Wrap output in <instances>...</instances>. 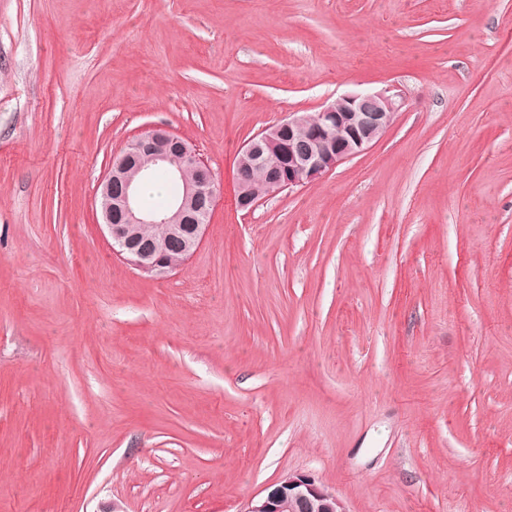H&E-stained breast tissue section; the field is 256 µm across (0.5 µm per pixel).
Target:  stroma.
Instances as JSON below:
<instances>
[{
  "mask_svg": "<svg viewBox=\"0 0 512 512\" xmlns=\"http://www.w3.org/2000/svg\"><path fill=\"white\" fill-rule=\"evenodd\" d=\"M402 103L322 178L237 157L354 92ZM213 169L178 269L112 252V158ZM512 512V0H0V512ZM246 512H348L343 500L307 474L280 482Z\"/></svg>",
  "mask_w": 512,
  "mask_h": 512,
  "instance_id": "1",
  "label": "stroma"
}]
</instances>
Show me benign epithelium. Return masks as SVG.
Instances as JSON below:
<instances>
[{
  "label": "benign epithelium",
  "mask_w": 512,
  "mask_h": 512,
  "mask_svg": "<svg viewBox=\"0 0 512 512\" xmlns=\"http://www.w3.org/2000/svg\"><path fill=\"white\" fill-rule=\"evenodd\" d=\"M399 109L400 104L384 92L346 94L313 115H294L268 127L243 146L239 162L243 167L269 168L274 193L303 186L367 151L392 126ZM162 163L171 164L174 175L198 168L205 176L184 182L181 201L171 210L148 212L137 200L133 184L151 166ZM96 194L112 250L152 275L176 269L166 255L170 243L178 245L182 263L198 250L206 230L204 218L214 206L215 183L210 167L190 143L163 128H153L113 157ZM132 224H160L167 234L159 242H139L129 234ZM248 512L348 510L336 493L314 477L295 474L251 502Z\"/></svg>",
  "instance_id": "1"
}]
</instances>
